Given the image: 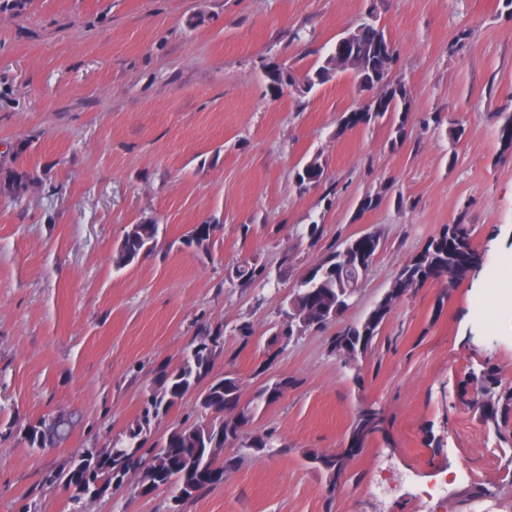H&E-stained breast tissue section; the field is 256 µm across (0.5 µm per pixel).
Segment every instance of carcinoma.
<instances>
[{
    "label": "carcinoma",
    "mask_w": 512,
    "mask_h": 512,
    "mask_svg": "<svg viewBox=\"0 0 512 512\" xmlns=\"http://www.w3.org/2000/svg\"><path fill=\"white\" fill-rule=\"evenodd\" d=\"M358 40L356 48L346 55L331 51L323 65L314 73L306 74L307 89L326 82L331 72L341 67L354 65L353 53L370 50L378 23L373 15H368L353 30ZM288 70L275 65L268 69L267 78L270 87L279 95L292 86L286 81ZM361 86L369 90L383 79L382 71L374 69L371 58L357 73ZM411 108V91L405 83L391 82L383 95L376 100L367 101L356 110L344 115L341 128H354L386 117L393 119L394 133L400 139L404 135ZM498 140L503 150L512 151V111L505 108L498 112ZM325 167L319 157L312 158L297 171L300 183L318 185L323 181ZM158 234L156 224H133L126 231L123 242L117 251L115 266L118 268L138 262L153 250ZM425 250L437 257L438 267L426 271L410 257L401 268L399 294H405L411 288H421L430 278H437L445 272H452L457 280L466 279L481 262L478 252L472 247L470 230L462 223L455 224L453 231L443 230L431 238ZM356 292L354 273L350 270H336L334 255H327L315 269L306 275V286H297L288 295V308L301 314H311L318 307L336 304L340 299L343 305ZM211 333L206 332L196 338L182 353L174 367L163 366L151 387L148 389L140 417L127 429L113 437L101 448H84L73 454L53 476L55 483L69 492L70 512H85V504L91 500V491L87 488L88 472H94V479L112 484L117 478L137 477V487L144 494L165 489L178 492L188 485L191 491L187 497L224 482V473L235 467L239 461L236 456L226 457L222 451L226 444L212 447L217 431L223 438H229L228 431L233 429L241 433V447L256 453L272 447V441L266 435H253L240 428V424H224V414L234 411L241 403L237 378L224 375L213 380L207 388L197 395L200 421L188 427L174 428L158 439L151 438L150 425L166 415L183 397L195 391L198 384L212 370L217 347L210 344ZM371 341L361 337L354 339L341 332L332 341V351L353 359L366 351ZM288 380L266 382L255 393L246 406L270 405L281 397L280 385ZM483 405L485 421L493 426L507 417L512 411V388L498 393L485 390ZM19 434L29 448L40 450L41 438L38 422H27L20 426ZM124 462L122 470H114V464Z\"/></svg>",
    "instance_id": "carcinoma-1"
}]
</instances>
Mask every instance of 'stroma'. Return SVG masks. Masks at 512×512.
Listing matches in <instances>:
<instances>
[{
  "label": "stroma",
  "mask_w": 512,
  "mask_h": 512,
  "mask_svg": "<svg viewBox=\"0 0 512 512\" xmlns=\"http://www.w3.org/2000/svg\"><path fill=\"white\" fill-rule=\"evenodd\" d=\"M369 14L411 90L398 143L387 120L341 131L368 98L351 71L280 96L266 77L315 70ZM509 104L501 0H0V512H69L50 475L133 423L158 368L207 327L224 333L213 371L236 374L243 400L269 379L288 390L252 426L272 448L226 447L237 467L180 512H512V416L497 429L463 402L490 370L512 388V307L478 313L482 280L512 257V152L497 139ZM316 154L323 181L300 185ZM369 197L378 206L360 209ZM455 222L481 265L406 294L344 366L333 338ZM144 223L159 227L155 249L115 268ZM199 224L219 230L188 244ZM371 230L384 246L349 309L272 343L300 277ZM242 264L255 280L230 279ZM364 406L381 427L329 491L306 456L342 448ZM61 408L80 415L67 441L27 448L19 426ZM171 505L169 491L126 487L88 512Z\"/></svg>",
  "instance_id": "obj_1"
}]
</instances>
